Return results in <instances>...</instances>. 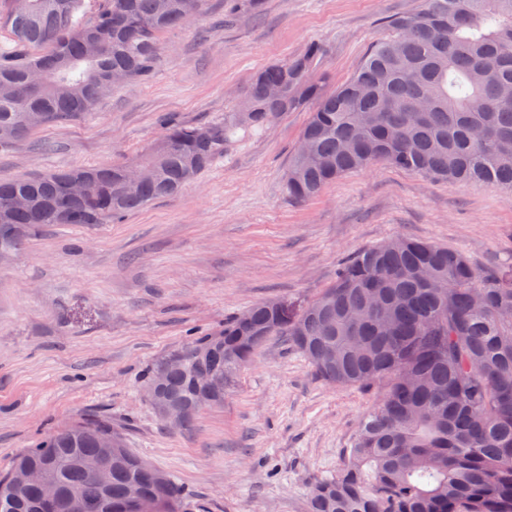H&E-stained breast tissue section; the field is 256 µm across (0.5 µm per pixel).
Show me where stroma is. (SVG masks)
I'll return each instance as SVG.
<instances>
[{"instance_id": "35a3bbf8", "label": "stroma", "mask_w": 512, "mask_h": 512, "mask_svg": "<svg viewBox=\"0 0 512 512\" xmlns=\"http://www.w3.org/2000/svg\"><path fill=\"white\" fill-rule=\"evenodd\" d=\"M422 0H264L201 16L159 36L148 80L115 85L94 113L0 147V180L51 168L131 164L161 120H223L252 76L303 53L329 89L350 79L394 15ZM283 113L243 137L172 198L121 222L55 224L0 265V474L72 422L111 423L127 447L182 490L185 512H306L316 478L335 472L386 386L322 381L287 337L242 366L224 404L186 426L146 399L151 365L231 313L280 297L305 303L357 252L414 237L463 252L479 271H512V196L432 181L379 161L288 198L283 174L308 122Z\"/></svg>"}]
</instances>
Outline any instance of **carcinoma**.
<instances>
[{"instance_id": "obj_1", "label": "carcinoma", "mask_w": 512, "mask_h": 512, "mask_svg": "<svg viewBox=\"0 0 512 512\" xmlns=\"http://www.w3.org/2000/svg\"><path fill=\"white\" fill-rule=\"evenodd\" d=\"M0 28V146L33 129L92 113L113 88L111 76L150 77L159 35L186 24L206 0H7ZM334 92L313 69L318 44L256 72L238 110L207 126L164 120L161 141L140 162L151 174L130 192L124 166L54 169L0 180V224L25 227L1 236L10 253L51 224L118 222L178 195L190 166L201 174L239 136L264 134L285 113L311 107L284 187L304 202L329 183L383 160L434 181L484 183L512 194V0H423L388 21ZM272 85L281 96L268 95ZM79 173L85 194L59 203L62 178ZM284 307L260 302L250 320L234 313L224 329L176 350L165 393L185 421L224 404L195 383L237 371L271 336H286L324 381L387 383L362 418L336 474L316 479L308 512H512V283L481 273L460 251L396 237L367 248L340 269L315 300ZM208 344L206 358L193 356ZM48 468L61 492L99 512H133L142 496L178 512L181 490L133 455L108 424L82 419L16 457ZM41 488L14 494L0 477V512H37Z\"/></svg>"}]
</instances>
